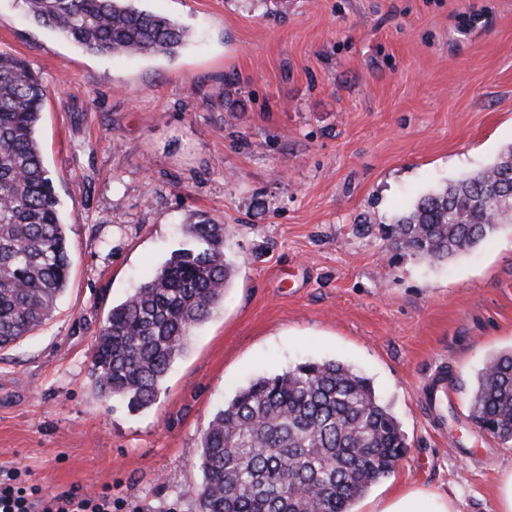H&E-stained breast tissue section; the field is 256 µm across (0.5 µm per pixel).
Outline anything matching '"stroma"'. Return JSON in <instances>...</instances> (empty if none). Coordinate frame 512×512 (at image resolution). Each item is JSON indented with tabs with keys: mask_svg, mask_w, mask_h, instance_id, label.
I'll return each instance as SVG.
<instances>
[{
	"mask_svg": "<svg viewBox=\"0 0 512 512\" xmlns=\"http://www.w3.org/2000/svg\"><path fill=\"white\" fill-rule=\"evenodd\" d=\"M192 38L99 56L0 0V51L49 89L39 137L70 245L51 318L0 350V470L112 512H197L213 413L251 380L337 360L368 377L408 448L367 492H453L495 512L512 445L469 419L512 348V226L432 263L381 231L512 146V0H138ZM224 227L232 281L157 402H102L95 338L185 227ZM453 370L448 428L423 389Z\"/></svg>",
	"mask_w": 512,
	"mask_h": 512,
	"instance_id": "obj_1",
	"label": "stroma"
}]
</instances>
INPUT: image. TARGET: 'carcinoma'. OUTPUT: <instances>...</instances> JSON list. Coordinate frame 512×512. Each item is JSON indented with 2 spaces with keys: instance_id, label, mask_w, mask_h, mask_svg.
<instances>
[{
  "instance_id": "carcinoma-1",
  "label": "carcinoma",
  "mask_w": 512,
  "mask_h": 512,
  "mask_svg": "<svg viewBox=\"0 0 512 512\" xmlns=\"http://www.w3.org/2000/svg\"><path fill=\"white\" fill-rule=\"evenodd\" d=\"M30 20L98 55H175L191 39L135 0H24ZM48 88L22 59L0 52V350L56 308L70 257L54 180L37 135ZM512 148L492 166L429 193L384 225L393 246L444 261L512 224ZM194 242L112 306L95 343L98 398L153 405L192 333L224 298L232 269L224 225H187ZM469 418L512 443V350L480 368ZM400 425L370 379L336 360L300 363L241 388L208 422L194 490L199 512H352L406 453Z\"/></svg>"
}]
</instances>
